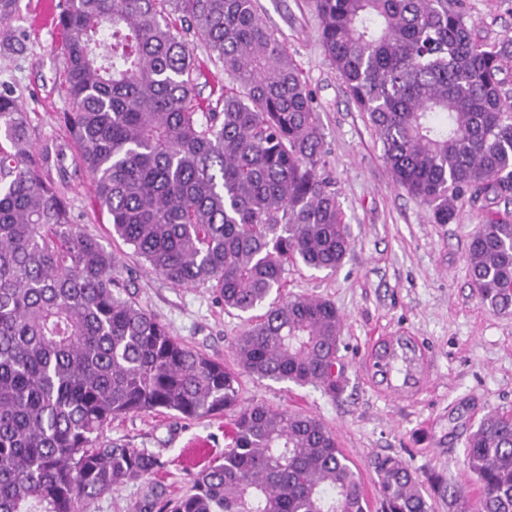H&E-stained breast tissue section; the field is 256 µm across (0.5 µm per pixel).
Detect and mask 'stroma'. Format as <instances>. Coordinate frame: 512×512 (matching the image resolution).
I'll return each instance as SVG.
<instances>
[{
	"instance_id": "35a3bbf8",
	"label": "stroma",
	"mask_w": 512,
	"mask_h": 512,
	"mask_svg": "<svg viewBox=\"0 0 512 512\" xmlns=\"http://www.w3.org/2000/svg\"><path fill=\"white\" fill-rule=\"evenodd\" d=\"M474 35L494 43L512 36V0H464ZM266 23L286 40L310 85L319 113L327 171L350 228L352 247L333 273L291 266L285 295L330 299L343 317L337 365L344 389L331 395L308 385L239 377L242 405L262 403L321 419L359 468L371 512H380L373 469L377 457L405 461L431 495L433 512H449L442 490L477 487L463 449L469 433L491 411L512 414V308L488 309L468 275L471 235L483 224L481 204H465L450 224H434L424 207L397 188L381 145L364 113L349 101L320 39L313 0H257ZM42 0H19L9 28L26 37L14 54L0 47V84L13 87L40 139L65 135L60 121L70 108L62 39L55 25L35 22ZM80 230L115 255L135 301L171 334L232 364V345L246 327L207 286L177 287L153 272L131 246L112 235L94 207L93 186L79 173L66 190ZM410 340L419 373L406 387L382 383L373 368L381 344ZM230 416L186 421L169 413L128 415L106 424L100 436L155 453L163 468L154 480L113 487L87 502L85 512H139L151 484L174 498L191 484L204 460L223 454Z\"/></svg>"
}]
</instances>
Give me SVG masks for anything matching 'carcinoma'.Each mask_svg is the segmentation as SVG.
<instances>
[{
  "mask_svg": "<svg viewBox=\"0 0 512 512\" xmlns=\"http://www.w3.org/2000/svg\"><path fill=\"white\" fill-rule=\"evenodd\" d=\"M324 51L368 115L396 186L434 224L482 199L467 264L481 301L512 306V37L476 38L462 0H315ZM69 139L38 142L0 90V512H83L112 487L157 474L159 457L98 432L164 409L234 412L222 459L159 512H368L359 471L320 419L264 404L237 410L239 374L341 390L342 318L329 300L280 297L288 265L336 271L351 238L318 112L257 0H65L57 17ZM224 71L215 100L190 41ZM79 170L112 236L175 286L209 284L248 314L237 369L172 336L123 296L112 253L71 222ZM408 345L379 356L412 377ZM478 494L459 512H512V417L485 415L464 448ZM383 512H431L407 463L377 458Z\"/></svg>",
  "mask_w": 512,
  "mask_h": 512,
  "instance_id": "obj_1",
  "label": "carcinoma"
}]
</instances>
